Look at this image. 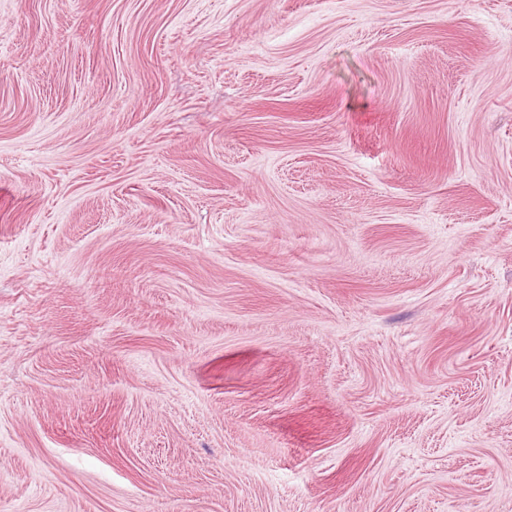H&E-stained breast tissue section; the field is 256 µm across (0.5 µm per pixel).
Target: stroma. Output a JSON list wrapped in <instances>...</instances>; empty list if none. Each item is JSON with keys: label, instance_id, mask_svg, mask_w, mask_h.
Wrapping results in <instances>:
<instances>
[{"label": "stroma", "instance_id": "35a3bbf8", "mask_svg": "<svg viewBox=\"0 0 512 512\" xmlns=\"http://www.w3.org/2000/svg\"><path fill=\"white\" fill-rule=\"evenodd\" d=\"M0 512H512V0H0Z\"/></svg>", "mask_w": 512, "mask_h": 512}]
</instances>
